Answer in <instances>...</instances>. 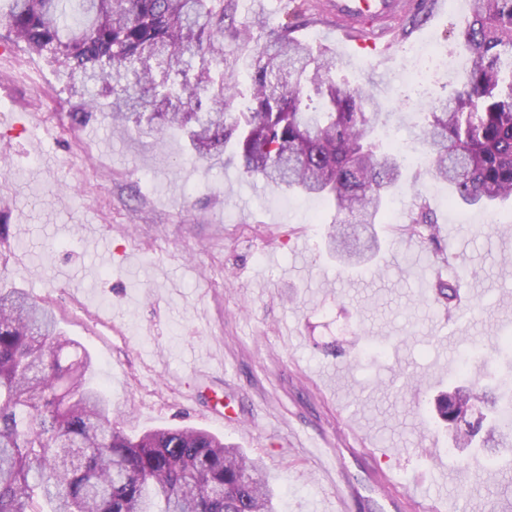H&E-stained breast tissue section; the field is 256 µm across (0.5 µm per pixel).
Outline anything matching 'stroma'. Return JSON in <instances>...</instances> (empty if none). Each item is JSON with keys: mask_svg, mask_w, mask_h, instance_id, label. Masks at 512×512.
Returning a JSON list of instances; mask_svg holds the SVG:
<instances>
[{"mask_svg": "<svg viewBox=\"0 0 512 512\" xmlns=\"http://www.w3.org/2000/svg\"><path fill=\"white\" fill-rule=\"evenodd\" d=\"M283 0H237L252 20L249 56ZM468 0H437L386 55L337 38L310 8L297 37L331 48L338 74L371 90L405 139L423 122L400 89L408 48L456 54ZM97 86L56 74L0 26V286L54 311L91 355V381L128 433L193 426L223 436L275 478L278 512H336L323 438L344 458L356 512H512V459L450 449L434 400L465 379L491 383L512 355V209L448 205V186L409 167L397 202L424 197L435 242L404 222L378 227L382 271H338L325 249L332 219L319 198L245 178L231 162L194 160L178 134H116L92 108ZM453 254L467 277L461 302H436L433 268ZM377 360L331 356L352 337ZM223 423L208 418L211 408Z\"/></svg>", "mask_w": 512, "mask_h": 512, "instance_id": "stroma-1", "label": "stroma"}]
</instances>
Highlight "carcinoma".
<instances>
[{"mask_svg":"<svg viewBox=\"0 0 512 512\" xmlns=\"http://www.w3.org/2000/svg\"><path fill=\"white\" fill-rule=\"evenodd\" d=\"M235 0H0V24L68 77L102 85L112 124H147L186 137L195 159L228 145L245 177L272 191L318 197L335 208L329 249L362 266L379 250L375 225L402 188L400 151L383 144V115L362 86L336 79V54L295 38L284 18L245 61L224 47ZM458 46L471 65L455 90L422 102L415 140L426 173L448 184V204L493 209L512 201V0H470ZM244 66L242 95L224 72ZM407 224L432 241L426 200ZM453 311L458 281L436 277ZM92 364L59 329L52 309L18 288L0 290V512H276L275 478L261 462L207 431L139 435L112 422ZM502 386L479 380L435 399L456 447L512 452V410ZM489 406L471 420L467 406Z\"/></svg>","mask_w":512,"mask_h":512,"instance_id":"carcinoma-1","label":"carcinoma"}]
</instances>
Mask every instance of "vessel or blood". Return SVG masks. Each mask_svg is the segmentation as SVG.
<instances>
[{
  "mask_svg": "<svg viewBox=\"0 0 512 512\" xmlns=\"http://www.w3.org/2000/svg\"><path fill=\"white\" fill-rule=\"evenodd\" d=\"M321 11L335 22L343 38L368 34L371 41L387 39L390 23L407 9V0H322Z\"/></svg>",
  "mask_w": 512,
  "mask_h": 512,
  "instance_id": "vessel-or-blood-1",
  "label": "vessel or blood"
}]
</instances>
